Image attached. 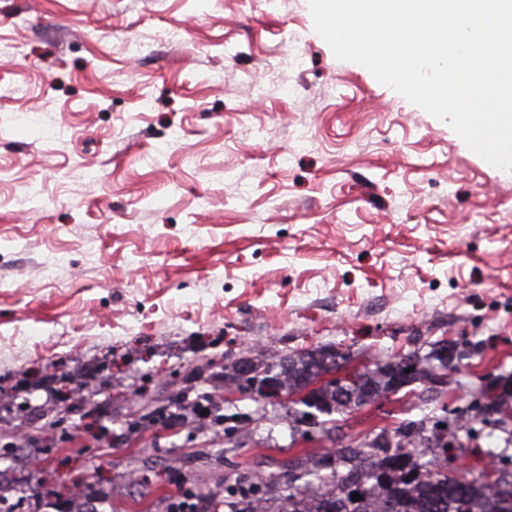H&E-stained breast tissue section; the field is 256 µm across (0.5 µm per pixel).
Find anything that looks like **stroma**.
<instances>
[{
    "instance_id": "stroma-1",
    "label": "stroma",
    "mask_w": 512,
    "mask_h": 512,
    "mask_svg": "<svg viewBox=\"0 0 512 512\" xmlns=\"http://www.w3.org/2000/svg\"><path fill=\"white\" fill-rule=\"evenodd\" d=\"M146 45L126 54L127 40ZM0 499L281 512L289 461L466 406L504 425L455 449L480 477L512 431V173L338 59L308 0H0ZM466 337L417 381L302 435L288 397L225 364L332 346L369 366ZM210 397L211 411L196 404ZM150 411L183 420L167 431ZM75 428L61 443L52 426Z\"/></svg>"
}]
</instances>
